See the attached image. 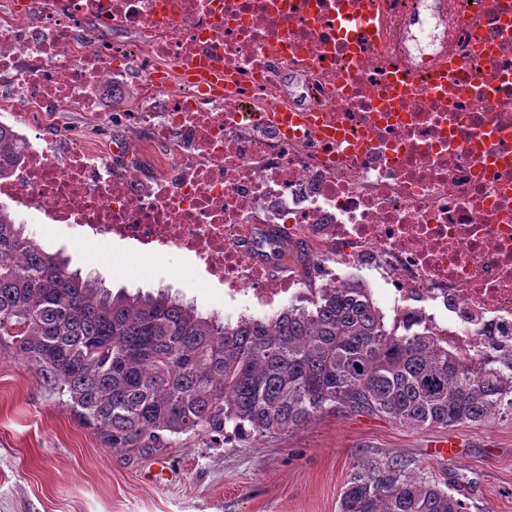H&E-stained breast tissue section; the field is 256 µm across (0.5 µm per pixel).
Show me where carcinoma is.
Wrapping results in <instances>:
<instances>
[{
  "label": "carcinoma",
  "instance_id": "obj_1",
  "mask_svg": "<svg viewBox=\"0 0 512 512\" xmlns=\"http://www.w3.org/2000/svg\"><path fill=\"white\" fill-rule=\"evenodd\" d=\"M23 140L0 126V180ZM27 361L117 451L170 437L273 436L340 410L409 428L484 422L512 410V351L475 365L427 327L384 322L370 288H320L269 320L224 321L157 296H111L0 210V346ZM338 512H469L396 458L358 463Z\"/></svg>",
  "mask_w": 512,
  "mask_h": 512
}]
</instances>
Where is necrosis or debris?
Listing matches in <instances>:
<instances>
[{"label": "necrosis or debris", "instance_id": "necrosis-or-debris-1", "mask_svg": "<svg viewBox=\"0 0 512 512\" xmlns=\"http://www.w3.org/2000/svg\"><path fill=\"white\" fill-rule=\"evenodd\" d=\"M214 66L224 87L190 68ZM146 131L26 141L0 205L178 252L274 304L378 271L395 318L467 360L512 349V0H21L0 126L75 105ZM303 116L282 139L281 108ZM341 128L327 143L314 122Z\"/></svg>", "mask_w": 512, "mask_h": 512}]
</instances>
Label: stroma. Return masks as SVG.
Segmentation results:
<instances>
[{
    "label": "stroma",
    "mask_w": 512,
    "mask_h": 512,
    "mask_svg": "<svg viewBox=\"0 0 512 512\" xmlns=\"http://www.w3.org/2000/svg\"><path fill=\"white\" fill-rule=\"evenodd\" d=\"M23 220L47 250L110 291L165 288L202 313L233 312L223 287L185 256L86 240L36 213ZM445 436L457 439L459 455L432 460L430 444ZM390 457L462 492L469 512H512V413L506 411L483 423L418 429L329 412L248 442L186 434L169 447L127 454L104 447L13 349L0 347V512H338L353 465ZM161 461L171 474L152 481Z\"/></svg>",
    "instance_id": "obj_1"
}]
</instances>
